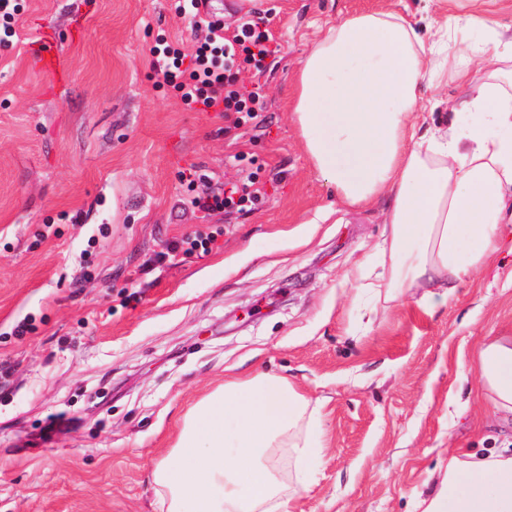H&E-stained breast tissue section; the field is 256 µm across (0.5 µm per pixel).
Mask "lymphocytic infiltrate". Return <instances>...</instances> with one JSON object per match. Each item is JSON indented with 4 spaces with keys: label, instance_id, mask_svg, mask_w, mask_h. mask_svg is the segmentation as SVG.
Instances as JSON below:
<instances>
[{
    "label": "lymphocytic infiltrate",
    "instance_id": "lymphocytic-infiltrate-1",
    "mask_svg": "<svg viewBox=\"0 0 512 512\" xmlns=\"http://www.w3.org/2000/svg\"><path fill=\"white\" fill-rule=\"evenodd\" d=\"M203 2L183 0L178 12L192 28H207L206 40L189 51L158 40L150 50L154 74L158 82L177 88L190 110L253 117L260 94H241L234 86L232 74L241 69L263 72L273 54V35L263 18L251 14L240 20L232 36H224L220 27L202 17L199 6ZM183 180L189 191L186 204L203 220L219 210L243 208L253 197L247 186L235 183L223 193H210L202 187L203 176L193 168Z\"/></svg>",
    "mask_w": 512,
    "mask_h": 512
}]
</instances>
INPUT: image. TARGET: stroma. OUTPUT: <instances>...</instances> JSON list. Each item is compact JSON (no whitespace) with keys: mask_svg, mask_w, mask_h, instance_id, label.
Returning <instances> with one entry per match:
<instances>
[{"mask_svg":"<svg viewBox=\"0 0 512 512\" xmlns=\"http://www.w3.org/2000/svg\"><path fill=\"white\" fill-rule=\"evenodd\" d=\"M440 0H254L277 51L257 118L188 109L157 84L158 38L197 41L177 0H24L0 44V512H159L154 469L190 402L225 373L282 375L325 402L329 445L300 512H421L452 448L512 445L478 389L482 337L512 332V253L423 312L344 283L382 238L387 202L339 204L288 110L314 26ZM55 35L54 82L28 44ZM255 182L252 210L202 221L181 173ZM208 255L165 256L183 235ZM33 318L34 333L12 334Z\"/></svg>","mask_w":512,"mask_h":512,"instance_id":"1","label":"stroma"}]
</instances>
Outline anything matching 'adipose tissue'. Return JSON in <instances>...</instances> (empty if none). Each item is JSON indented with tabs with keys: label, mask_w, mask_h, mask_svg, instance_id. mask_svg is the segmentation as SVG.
Wrapping results in <instances>:
<instances>
[{
	"label": "adipose tissue",
	"mask_w": 512,
	"mask_h": 512,
	"mask_svg": "<svg viewBox=\"0 0 512 512\" xmlns=\"http://www.w3.org/2000/svg\"><path fill=\"white\" fill-rule=\"evenodd\" d=\"M451 78L448 118L423 124V81ZM318 175L351 208L390 206L375 264L359 262L355 288L386 300L423 291L447 300L499 251L512 224V24L477 11L418 23L391 9L317 27L288 98ZM480 389L512 414V334L484 337ZM323 402L271 374L225 375L185 413L155 467L165 512H293L323 445L313 429ZM291 449L280 480L274 451ZM423 512H512V455L463 459Z\"/></svg>",
	"instance_id": "1"
}]
</instances>
